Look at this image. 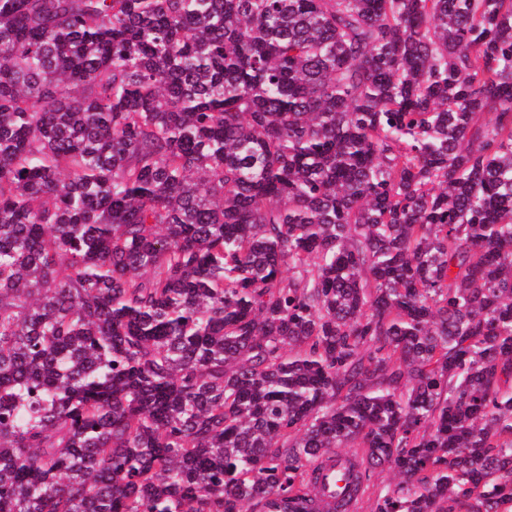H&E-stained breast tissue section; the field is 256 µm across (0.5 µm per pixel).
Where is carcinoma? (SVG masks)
I'll list each match as a JSON object with an SVG mask.
<instances>
[{
	"label": "carcinoma",
	"instance_id": "cac0c4a2",
	"mask_svg": "<svg viewBox=\"0 0 512 512\" xmlns=\"http://www.w3.org/2000/svg\"><path fill=\"white\" fill-rule=\"evenodd\" d=\"M512 509V0H0V512Z\"/></svg>",
	"mask_w": 512,
	"mask_h": 512
}]
</instances>
